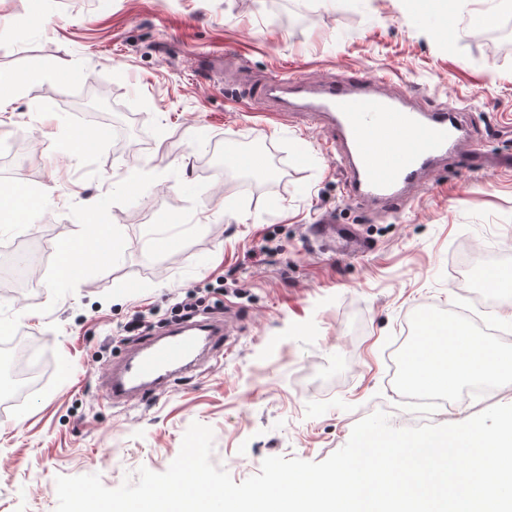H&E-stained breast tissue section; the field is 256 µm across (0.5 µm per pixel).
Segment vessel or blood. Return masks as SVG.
Wrapping results in <instances>:
<instances>
[{
    "instance_id": "b4317fda",
    "label": "vessel or blood",
    "mask_w": 512,
    "mask_h": 512,
    "mask_svg": "<svg viewBox=\"0 0 512 512\" xmlns=\"http://www.w3.org/2000/svg\"><path fill=\"white\" fill-rule=\"evenodd\" d=\"M388 74L342 75L316 87L317 99L307 105L311 117L330 120L328 146L340 149L348 170L347 198L358 204L377 203L393 209L436 170L438 161L455 151L465 136L461 113L445 108L422 112L402 93L388 92ZM303 81H270L253 85L262 101L306 92ZM318 234L334 242L338 252L364 251L368 242L349 224L325 222ZM224 325L204 319L152 341L145 353L118 369L108 370L105 392L118 401L143 387L164 389L199 351H222Z\"/></svg>"
}]
</instances>
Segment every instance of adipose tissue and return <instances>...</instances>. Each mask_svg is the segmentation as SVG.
Instances as JSON below:
<instances>
[{"mask_svg":"<svg viewBox=\"0 0 512 512\" xmlns=\"http://www.w3.org/2000/svg\"><path fill=\"white\" fill-rule=\"evenodd\" d=\"M505 361L499 352L473 341L466 329L423 318L421 334L408 354V377L415 385L448 390L463 378H494Z\"/></svg>","mask_w":512,"mask_h":512,"instance_id":"1","label":"adipose tissue"}]
</instances>
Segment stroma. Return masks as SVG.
<instances>
[{"instance_id": "1", "label": "stroma", "mask_w": 512, "mask_h": 512, "mask_svg": "<svg viewBox=\"0 0 512 512\" xmlns=\"http://www.w3.org/2000/svg\"><path fill=\"white\" fill-rule=\"evenodd\" d=\"M484 11L512 12L462 0L449 30L428 0L412 13L404 0H0V188L42 197L28 223H0V278L19 250L39 256L35 287L0 285V343L21 337L40 365L0 417V512H55L60 475L114 489L139 468L164 472L194 422L237 483L269 456L325 460L385 407L405 427L389 348L421 309L456 324L464 264L512 268V39L476 23ZM354 69L469 121L461 153L391 212L346 199L324 122L267 117L250 93L257 78L313 85ZM91 89L126 148L73 146L76 129L101 128L79 104ZM225 139L259 165L213 173ZM327 215L371 251L331 252L314 230ZM92 224L120 250L61 279L52 245ZM267 234L278 253L251 258ZM189 290L227 322L231 348L162 394L108 404L105 370L158 332L120 327ZM486 294L500 334L468 332L512 355V292Z\"/></svg>"}]
</instances>
